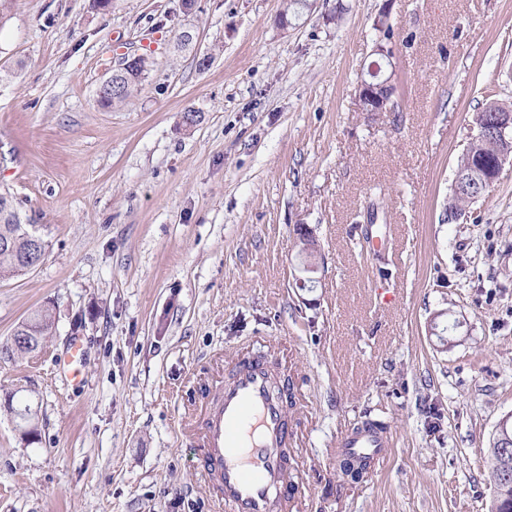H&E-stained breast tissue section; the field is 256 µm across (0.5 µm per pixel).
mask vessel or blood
I'll return each instance as SVG.
<instances>
[{
  "mask_svg": "<svg viewBox=\"0 0 512 512\" xmlns=\"http://www.w3.org/2000/svg\"><path fill=\"white\" fill-rule=\"evenodd\" d=\"M85 354L73 341L58 367L78 377ZM285 384L274 379L266 355L238 360L204 408L202 469L218 476L221 512H301V474L291 463ZM388 444L386 432L367 421L347 433L341 448L372 457Z\"/></svg>",
  "mask_w": 512,
  "mask_h": 512,
  "instance_id": "obj_1",
  "label": "vessel or blood"
}]
</instances>
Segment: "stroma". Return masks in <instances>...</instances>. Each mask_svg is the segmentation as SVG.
Here are the masks:
<instances>
[{
	"instance_id": "stroma-1",
	"label": "stroma",
	"mask_w": 512,
	"mask_h": 512,
	"mask_svg": "<svg viewBox=\"0 0 512 512\" xmlns=\"http://www.w3.org/2000/svg\"><path fill=\"white\" fill-rule=\"evenodd\" d=\"M288 6L14 0L0 18V192L47 244L0 279V343L54 319L39 357L0 356V512H219L201 396L269 345L304 512H489L512 414V166L476 222L443 217L485 92L512 105V0ZM384 13L395 93L363 112ZM138 55V90L100 107ZM75 338L78 383L52 372ZM366 420L392 445L353 482L339 443ZM137 59L138 57H134L130 60H127L123 65H121L117 69H113L112 73L101 84L98 90V94H108L113 99L117 97H122L124 95V89L121 80V71H123V69H125L126 66H128L135 60V62L131 66V69L126 72L129 90L125 97L118 101L124 100L129 95H131L132 92L136 90L138 86L141 84L142 80L145 78V75L147 73V59L144 57H141L138 60Z\"/></svg>"
}]
</instances>
